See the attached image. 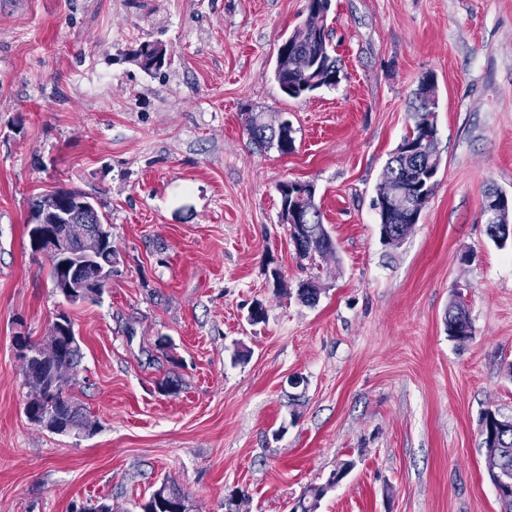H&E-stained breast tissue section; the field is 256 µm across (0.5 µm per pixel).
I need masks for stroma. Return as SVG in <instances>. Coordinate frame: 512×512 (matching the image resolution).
<instances>
[{"mask_svg": "<svg viewBox=\"0 0 512 512\" xmlns=\"http://www.w3.org/2000/svg\"><path fill=\"white\" fill-rule=\"evenodd\" d=\"M307 6L0 0V512H138L164 482L192 512H291L347 460L317 512H500L480 420L512 416V245L482 202L512 193V0H332L343 76L293 99L274 69ZM152 40L170 61L150 77L133 54ZM428 76L437 185L392 245L374 202ZM255 113L288 119L293 151L257 147ZM285 181L315 184L333 257H297ZM57 187L112 234L97 302H67L30 247L29 202ZM61 313L90 435L25 413L15 338ZM448 336L454 340H465L471 336V324L468 312L460 301H453L448 306L446 316Z\"/></svg>", "mask_w": 512, "mask_h": 512, "instance_id": "35a3bbf8", "label": "stroma"}]
</instances>
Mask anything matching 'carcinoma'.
<instances>
[{
  "label": "carcinoma",
  "mask_w": 512,
  "mask_h": 512,
  "mask_svg": "<svg viewBox=\"0 0 512 512\" xmlns=\"http://www.w3.org/2000/svg\"><path fill=\"white\" fill-rule=\"evenodd\" d=\"M159 42L146 41L140 44L134 53V60L144 72H151L149 61L155 55ZM319 67L321 73H334L341 77L334 49L329 43L325 31H320L317 38L308 42L299 50L288 52V65L275 70V79L280 90L291 98H300L311 95L316 87L311 85L312 69ZM414 125L410 131L415 132L422 124L436 125L435 110L433 107L417 97L413 101ZM250 139L265 149H277L286 154L290 149L280 145L279 136L274 131L261 124V116L254 115L247 124ZM387 168L404 177L408 185L412 186L421 180L422 172L415 167L406 156L398 153L391 154ZM309 210L308 227L310 236L315 242L307 245L298 253L302 259H310L314 255H325L335 252V246L321 221L318 207L313 202L303 204ZM499 234L490 236L497 245L504 246L512 241V209L497 220ZM49 277L53 288L68 302L90 301L95 302L101 296L105 285L96 283L92 288H86L77 294H69L60 287L61 273L55 261H49ZM448 337L454 340H465L471 336V324L468 312L460 301H453L448 306L446 316ZM30 349L48 357V361L30 360L20 356L22 372L27 384L33 393L26 403L25 413L28 419L39 423L61 434L73 430L83 434H90L95 429V422L81 411L76 402L69 395L72 386L77 382L78 367L82 360L79 340L76 336L71 319L60 314L50 328L49 334L39 342L26 340ZM492 411L483 413L480 420L483 439L482 447L486 454V464L491 481H496L495 467H500L512 474V428L506 432L490 431L494 418H503L496 414L491 417ZM328 492V484L322 483L307 488L304 495L298 500L300 512H316L319 501ZM184 495L176 488L163 482L153 491L149 499L141 505L142 512H178L181 499Z\"/></svg>",
  "instance_id": "carcinoma-1"
}]
</instances>
